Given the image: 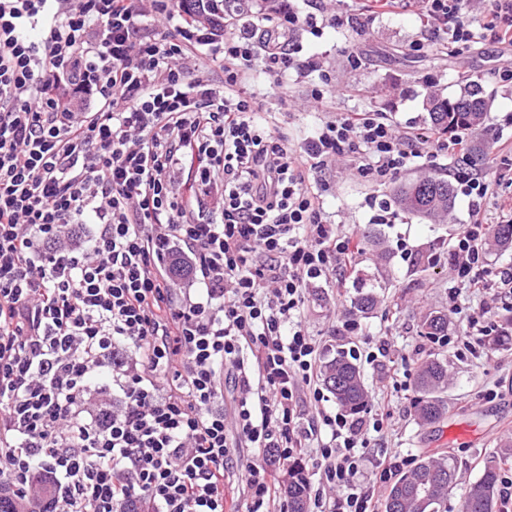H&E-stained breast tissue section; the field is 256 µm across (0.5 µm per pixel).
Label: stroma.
<instances>
[{
    "instance_id": "1",
    "label": "stroma",
    "mask_w": 512,
    "mask_h": 512,
    "mask_svg": "<svg viewBox=\"0 0 512 512\" xmlns=\"http://www.w3.org/2000/svg\"><path fill=\"white\" fill-rule=\"evenodd\" d=\"M343 26L324 24L318 33L300 31L303 55H318L332 76L322 85L318 74L299 77L257 72L254 89L262 118L275 133L288 138L291 148L300 147L322 122L340 112H382L395 127L428 126L423 101L431 91L457 97L467 82H479L489 101L487 131L482 140L487 176L512 167V156L494 148L497 139L512 140V48L481 38L450 54L438 44L413 51L414 41L424 38L418 9L393 14H364L355 0L337 4ZM287 82L288 103L279 99V82ZM321 87L324 99L315 104L310 96ZM349 157H341L326 175L329 183L321 199L323 207L344 231H357L356 264L344 281L333 279L306 288L302 321L320 346L321 360L337 350L363 346L371 338L388 335L394 344L390 358L374 366L358 360L374 409L389 408L390 427L385 435L371 434L369 451L388 448L414 456L452 454L459 463V485L479 474L486 456L499 453L512 441V344H489L487 355L477 357L465 347L466 318L481 305H489L498 321L512 319L492 293L478 294L463 288L457 294L458 310L448 316V340L432 343L422 335V323L431 311H447L449 257L444 247L453 243L469 221L465 185L471 171L457 164L456 155L418 159L401 171L397 182L437 175L456 187L449 219L429 221L398 211L391 224L375 223L378 210L372 198L391 200L390 185L350 176ZM375 293L378 303L367 314L353 302ZM430 355L449 364L448 414L436 425L419 423L413 407L414 389L407 386L416 364ZM495 390L494 400L485 393Z\"/></svg>"
}]
</instances>
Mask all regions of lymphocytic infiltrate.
<instances>
[{
    "mask_svg": "<svg viewBox=\"0 0 512 512\" xmlns=\"http://www.w3.org/2000/svg\"><path fill=\"white\" fill-rule=\"evenodd\" d=\"M421 14L450 53L480 32L512 46V0ZM208 15L205 0H0V486L20 512H288L283 467L306 451L316 512H375L411 463L368 451L387 412L322 407L304 290L356 260L324 174L346 155L382 184L470 138L344 112L289 148L248 85L259 61L322 71L296 39L312 19L281 0L219 40ZM492 186L471 178L450 253L476 291Z\"/></svg>",
    "mask_w": 512,
    "mask_h": 512,
    "instance_id": "f902f5d3",
    "label": "lymphocytic infiltrate"
}]
</instances>
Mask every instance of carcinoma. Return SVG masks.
<instances>
[{"label": "carcinoma", "mask_w": 512, "mask_h": 512, "mask_svg": "<svg viewBox=\"0 0 512 512\" xmlns=\"http://www.w3.org/2000/svg\"><path fill=\"white\" fill-rule=\"evenodd\" d=\"M212 21L219 24L230 9L255 6L272 10L278 0H209ZM430 123L448 134L477 133L482 130L489 103L481 86L470 83L464 93L448 99L437 92L424 101ZM460 162L469 169L484 166L486 153L480 144L462 154ZM455 187L443 177L425 176L399 184L394 199L404 211L427 220H435L450 211ZM492 242L500 247L512 246V224H496ZM424 337L438 342L448 336V317L429 313L423 321ZM325 388L338 404L349 412L363 408L366 391L360 373L343 351L325 362L322 372ZM448 388V361L437 357L422 360L416 371L414 408L419 421L426 425L442 421L448 414L443 393ZM457 460L451 455H423L416 464L389 486L384 499L385 512H445L448 497L455 494ZM500 465L496 458L484 463L481 475L459 495L458 512H496ZM310 486L298 463L288 465L289 512H309Z\"/></svg>", "instance_id": "carcinoma-1"}]
</instances>
